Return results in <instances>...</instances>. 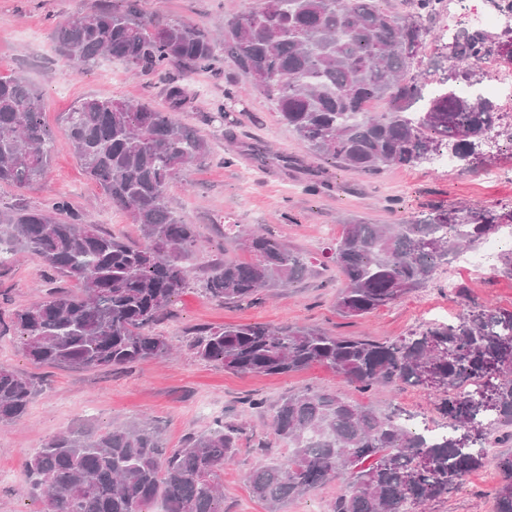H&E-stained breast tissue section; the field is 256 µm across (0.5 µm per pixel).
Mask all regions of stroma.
Here are the masks:
<instances>
[{
  "label": "stroma",
  "mask_w": 512,
  "mask_h": 512,
  "mask_svg": "<svg viewBox=\"0 0 512 512\" xmlns=\"http://www.w3.org/2000/svg\"><path fill=\"white\" fill-rule=\"evenodd\" d=\"M121 6L122 0H0V76H24L41 94L43 121L57 142L44 176L31 189L0 185V206L39 207L68 198L74 207L89 211L96 224L112 235L139 242L138 227L116 210L111 200L88 179L70 148L64 116L84 97H122L164 109L166 89L177 82L191 101L180 120L196 126L211 144L206 163L188 167L167 189L175 216L195 225L202 242L188 264L191 286L173 301L157 326L177 352L166 360L149 359L119 370H71L33 364L22 350L17 330L0 325V365L27 377L34 386L25 417L0 427V512H42L40 498L25 493L22 477L27 460L57 433L79 425L104 431L120 423L152 422L166 448L181 447L191 433L207 429L214 420L242 424L244 432L231 464L224 468V512H266L253 497L248 475L258 463H280L288 450L278 442L268 414L249 406L250 400L274 403L293 390L335 391L341 376L312 366L287 375L240 374L222 364L201 360L192 347L197 328L205 325L298 323L319 326L331 333L397 339L422 330L433 321L445 322L462 313L466 304L492 303L512 310V276L502 257L512 252V235L500 232V244L489 271L467 267L451 259L447 269L427 287L405 295L394 305L355 319L336 312L343 280L324 254L335 246L343 226L362 218L373 224H399L437 206H486L512 210V98L495 97L502 118L500 134L476 171L425 163L390 168L377 176L343 169L310 156L298 145L272 102L260 93L245 99L244 110L233 113L235 138L226 141L222 127L209 115L224 104L228 92L240 89L244 78L232 63L215 72L184 73L171 68L164 75L133 70L124 62L100 58L84 70H73L58 55L51 29L77 11L100 4ZM147 13L199 24L213 30L238 17L258 0H141ZM262 143L288 157V166L261 165L250 151ZM498 171L491 180L487 171ZM320 180L317 194L305 184ZM228 224L262 226L275 237L312 257L314 275L276 289L273 296L254 302L224 304L200 289L215 258H242ZM465 288L457 296L456 288ZM70 290L69 281L45 273L39 258L18 253L0 268V310L28 304L49 289ZM360 402L380 412L400 409L413 425L436 429L447 419L436 396L411 388L386 386L359 394ZM512 457V443L494 445L485 465L470 474L451 494L433 500L425 512H493L491 490L501 479L499 464Z\"/></svg>",
  "instance_id": "obj_1"
}]
</instances>
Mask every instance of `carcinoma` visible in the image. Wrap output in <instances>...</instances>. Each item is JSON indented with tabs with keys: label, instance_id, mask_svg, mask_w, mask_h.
I'll use <instances>...</instances> for the list:
<instances>
[{
	"label": "carcinoma",
	"instance_id": "carcinoma-1",
	"mask_svg": "<svg viewBox=\"0 0 512 512\" xmlns=\"http://www.w3.org/2000/svg\"><path fill=\"white\" fill-rule=\"evenodd\" d=\"M446 0H410L407 14L383 11L377 0H259L224 25V36L184 21L144 15L140 0L119 9L70 15L51 32L65 61L89 66L101 57L162 74L171 66L208 71L228 58L250 88L271 98L281 120L315 157L365 175L406 167L451 151L462 168L498 112L473 87L476 63L499 48L458 31L456 61L433 84L417 65L427 40L445 38L423 25L444 15ZM169 106L89 96L65 117L80 166L137 224L141 242L103 232L66 198L46 207L0 209V267L21 252L39 256L51 275L78 292L49 291L11 313L26 356L71 369L114 368L173 351L154 326L191 286L186 263L200 247L196 225L177 218L168 185L203 163L209 143L176 118L190 102L172 83ZM380 100L385 112L372 111ZM42 98L22 76L0 77V184L33 187L55 142L42 121ZM508 217L486 207L432 208L405 224L344 225L328 252L344 278L336 310L345 318L388 307L425 287L452 254ZM249 258L216 259L202 290L226 302H247L313 271L300 250L261 229L224 225ZM193 348L200 359L233 373L287 375L312 365L369 392L404 384L442 395L447 430L412 429L399 414H380L341 391L300 390L272 409L274 435L289 448L282 464H261L248 482L267 512L335 481L329 512H416L456 490L485 464L486 444L512 439V310L473 304L395 341L338 336L316 325L242 324L202 327ZM31 382L0 365V425L25 416ZM242 427L216 420L170 451L148 421L97 432L70 429L49 438L27 463L23 486L44 512H223L221 476ZM494 512H512V458L499 463Z\"/></svg>",
	"mask_w": 512,
	"mask_h": 512
}]
</instances>
